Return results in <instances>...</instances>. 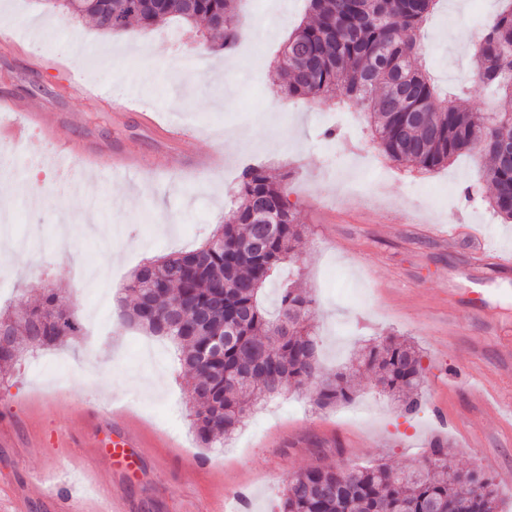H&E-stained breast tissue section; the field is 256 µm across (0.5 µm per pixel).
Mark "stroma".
<instances>
[{
  "label": "stroma",
  "mask_w": 512,
  "mask_h": 512,
  "mask_svg": "<svg viewBox=\"0 0 512 512\" xmlns=\"http://www.w3.org/2000/svg\"><path fill=\"white\" fill-rule=\"evenodd\" d=\"M497 10L498 0H441L420 39L436 84L444 91L467 85L471 109L505 104L476 78H456L472 62L469 45L454 41L451 28L473 29L478 14ZM306 15L304 0H284L279 13L255 12L252 0H242V40L261 52L241 55L215 83L207 74L215 54L178 21L108 35L40 0H0V29L7 31L0 36V98L57 115L51 136L0 139L11 235L30 243L23 261L0 246V274L14 283L0 296V312L57 288L84 325L96 306L79 272L97 270L112 284L101 308L103 335L92 340L83 332L66 346L26 355L0 377V419L13 430L0 443V502L21 498L24 512H55L50 499L25 496L28 482L41 477L57 488L84 484L82 512L114 492L126 512H225L228 494L241 488L252 496L251 512H274L288 476L300 469L340 458L409 465L439 431L441 407L454 421L444 433L456 464L512 472V420L498 418L512 401V272L477 261L468 238L451 247L438 239L451 225L477 224L491 248L512 246V223L491 216L477 154L423 173L386 160L363 113L329 138L328 103L288 100L276 62ZM132 84L135 110L112 112L109 101ZM144 112L190 130L183 154L215 153L220 164L205 175L152 168L165 139L142 123ZM241 112L260 116L266 133L245 153H225L227 141L249 132ZM68 146L99 156L103 167L91 173L77 163L54 164ZM125 151L149 168H111L112 156ZM244 156L281 177L305 228L295 278L318 303L312 324L324 364L342 366L374 338L414 342L425 368L417 415L401 416L398 402L364 375L353 400L331 410L313 405L311 388L289 389L214 450L191 427L174 345L137 358V344L149 335L115 315L118 301L130 297L132 273L212 236L233 205ZM33 177L39 205L27 194ZM475 302L500 324L501 336H486L484 322L471 317ZM116 425L139 440L135 465L100 455L98 441Z\"/></svg>",
  "instance_id": "35a3bbf8"
}]
</instances>
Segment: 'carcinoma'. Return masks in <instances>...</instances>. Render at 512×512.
<instances>
[{
  "mask_svg": "<svg viewBox=\"0 0 512 512\" xmlns=\"http://www.w3.org/2000/svg\"><path fill=\"white\" fill-rule=\"evenodd\" d=\"M100 30L122 33L176 19L205 29L207 50H232L241 38L237 0H166L158 11L149 0H43ZM311 21L288 42L305 47L303 57L283 50L278 76L286 96L334 99L368 114L374 142L388 159L418 170L439 169L463 153L488 156L484 181L489 207L512 220V158L503 146L512 138L500 113L467 109V93L441 95L419 61L418 37L438 0H308ZM224 17V25L212 22ZM474 72L499 98H512V0L488 25L472 51ZM276 225L260 249L250 245L257 208ZM303 225L295 223L282 181L261 166L242 171L233 209L199 248L171 254L138 268L127 290L131 305L120 317L177 346L189 374L194 433L206 448H222L254 408L294 387L314 388L313 403L334 407L354 394L352 377L363 369L375 386L396 399L407 415L419 411L425 378L422 355L412 344L385 339L365 347L342 371L319 362V339L310 325L316 303L295 281L278 287L277 312L266 314L259 296L293 258ZM49 290L18 311L0 317L12 339L0 343V370L24 355L79 335L74 311L58 305ZM243 316L237 336L211 351V337L224 322ZM497 512L492 476L461 468L441 441L420 460L394 469L385 463L301 469L288 479L278 512Z\"/></svg>",
  "mask_w": 512,
  "mask_h": 512,
  "instance_id": "cac0c4a2",
  "label": "carcinoma"
}]
</instances>
